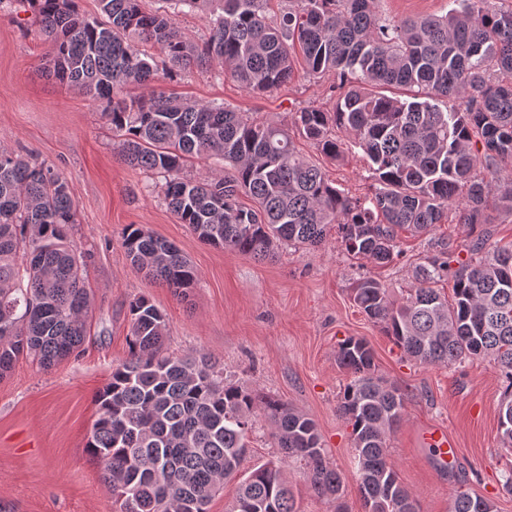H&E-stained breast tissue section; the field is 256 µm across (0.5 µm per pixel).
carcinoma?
Returning a JSON list of instances; mask_svg holds the SVG:
<instances>
[{
  "label": "carcinoma",
  "instance_id": "obj_1",
  "mask_svg": "<svg viewBox=\"0 0 512 512\" xmlns=\"http://www.w3.org/2000/svg\"><path fill=\"white\" fill-rule=\"evenodd\" d=\"M53 44L46 73L105 104L133 168L162 175L169 209L207 245L257 260L281 246L315 249L331 229L347 253L389 263L399 234H420L461 207L459 222L484 224L492 203L512 213V6L458 0L440 17L390 21L375 0H299L273 24L268 0H98L108 22L89 20L75 0H26ZM209 14L210 35L186 40L174 21L183 8ZM150 45L159 55L149 54ZM300 47L315 79L336 78L330 111L296 113L295 127L327 157L342 160L353 135L373 191L352 197L301 155L288 127L257 124L220 104L153 92L116 97L161 75L218 60L245 89L263 93L293 75ZM415 88L411 99L378 92ZM464 100L442 110L436 100ZM190 158L214 165L203 182L183 175ZM246 196L252 205L243 206ZM76 223L66 178L53 168L0 151V377L19 357L43 369L79 352L89 296L82 256L69 240ZM468 245L470 260L452 266L449 244L414 270L416 287L398 303L371 276L351 288L354 304L410 359L452 367L490 358L504 381L499 411L512 413V246ZM122 245L151 281L186 297L199 273L171 242L129 227ZM452 280L447 297L434 287ZM129 357L95 395L86 448L120 512H208L213 494L235 478L259 419L280 455L239 481L230 512H296L285 477L289 462L307 468L319 497L339 498L342 479L330 465L312 418L275 395L224 377L204 354L162 353L165 317L144 296L131 302ZM340 367L352 374L339 412L352 428L356 478L370 512H419L388 461L390 434L406 394L377 374L363 338L344 340ZM450 512H495L486 499L458 490Z\"/></svg>",
  "mask_w": 512,
  "mask_h": 512
}]
</instances>
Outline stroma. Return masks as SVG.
<instances>
[{
  "mask_svg": "<svg viewBox=\"0 0 512 512\" xmlns=\"http://www.w3.org/2000/svg\"><path fill=\"white\" fill-rule=\"evenodd\" d=\"M453 6V0H377L379 13L396 20L442 15ZM50 57L25 0H0V151L54 167L66 178L77 219L69 237L86 257L90 293L78 355L47 371L23 357L0 379V512H119L86 441L96 419L94 395L129 354V304L141 296L165 316L167 354H208L228 379L275 395L315 421L342 478L346 512L364 510L351 428L338 411L350 375L339 367L336 351L350 337L369 342L379 374L406 394L389 460L421 512H449L458 488L492 500L497 512H512V494L502 489L512 458L500 450L503 388L493 362L475 359L449 368L416 363L350 298L352 284L370 275L403 299L415 266L437 243L462 254L476 231L450 221L425 235L402 233L398 257L382 267L349 256L333 233L319 249L286 248L266 263L206 245L168 208L162 177L120 159L101 102L46 76ZM334 83L310 78L298 62L291 80L258 94L216 64L184 70L171 81L157 79L147 89L287 125L295 112L331 109ZM147 89L129 85L123 95ZM294 142L338 188L353 196L366 192L360 149L337 162L302 136ZM131 225L174 243L198 269L200 282L188 298L156 286L133 266L122 246ZM433 426L455 442V464L441 466L424 446L421 436Z\"/></svg>",
  "mask_w": 512,
  "mask_h": 512,
  "instance_id": "35a3bbf8",
  "label": "stroma"
}]
</instances>
